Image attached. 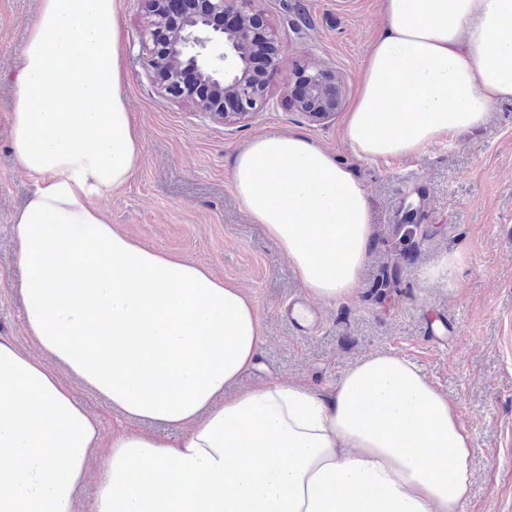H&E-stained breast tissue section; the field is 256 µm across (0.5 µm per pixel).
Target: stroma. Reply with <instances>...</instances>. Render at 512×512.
Returning a JSON list of instances; mask_svg holds the SVG:
<instances>
[{"mask_svg": "<svg viewBox=\"0 0 512 512\" xmlns=\"http://www.w3.org/2000/svg\"><path fill=\"white\" fill-rule=\"evenodd\" d=\"M39 0H0V337L29 349L16 260V211L31 180L14 165L9 125L12 84ZM277 48V70L259 112L224 124L187 100L164 95L146 64L141 0H121L124 93L143 150L130 179L105 201L133 239L207 265L253 298L264 343L260 365L239 387L297 379L322 391L354 361L392 350L414 361L457 404L472 434L474 479L463 512H512V101L455 147L415 158H357L342 136V114L316 122L290 96L299 73L335 79L343 104L386 24L382 0H255ZM296 132L352 168L367 190L374 227L355 296L322 305L323 320L301 333L289 299L304 296L287 258L253 224L231 186L236 154L255 135ZM422 226L405 234V220ZM464 263L449 279L424 278L448 253ZM389 287H380L383 275ZM453 329L435 343V323Z\"/></svg>", "mask_w": 512, "mask_h": 512, "instance_id": "1", "label": "stroma"}]
</instances>
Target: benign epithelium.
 Listing matches in <instances>:
<instances>
[{"mask_svg":"<svg viewBox=\"0 0 512 512\" xmlns=\"http://www.w3.org/2000/svg\"><path fill=\"white\" fill-rule=\"evenodd\" d=\"M148 14L145 37L156 38L165 25L162 10L167 0H144ZM203 6L182 18L172 33L166 57L153 55L149 66L174 64L176 71L202 84L210 97L197 99L201 111L213 119L232 121L253 113L263 102L268 83L252 70L250 47L255 13L252 0H202ZM222 43L223 51L214 47ZM307 93L295 99L297 111L314 120L335 115L341 106L336 83L321 70L306 75ZM232 96L239 111L226 112L216 105Z\"/></svg>","mask_w":512,"mask_h":512,"instance_id":"obj_1","label":"benign epithelium"}]
</instances>
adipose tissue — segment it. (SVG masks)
<instances>
[{"label": "adipose tissue", "instance_id": "obj_1", "mask_svg": "<svg viewBox=\"0 0 512 512\" xmlns=\"http://www.w3.org/2000/svg\"><path fill=\"white\" fill-rule=\"evenodd\" d=\"M120 0H41L14 80L11 146L33 183L18 212L28 353L0 339V512H460L473 480L456 403L380 351L336 385L237 389L262 328L242 288L140 243L101 202L142 153L123 91ZM343 138L415 157L512 100V0H383ZM231 183L307 294H356L373 226L353 171L299 133H262ZM124 421L103 439L70 378ZM179 429L180 437L139 429ZM104 470L105 462L103 459L96 457L91 461L89 477L84 483L79 496V504L77 507L79 512L87 511L86 506L92 500L96 491L97 484L103 475Z\"/></svg>", "mask_w": 512, "mask_h": 512}]
</instances>
